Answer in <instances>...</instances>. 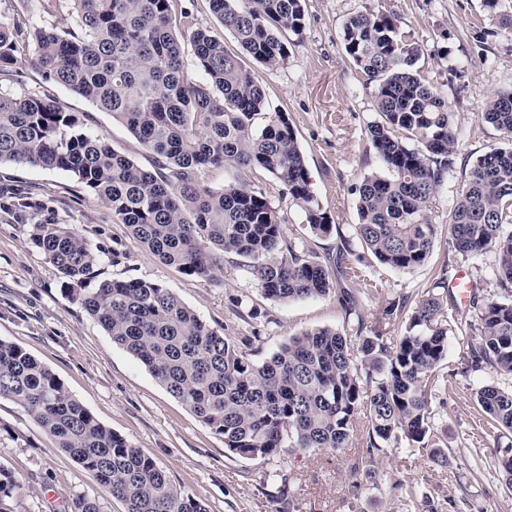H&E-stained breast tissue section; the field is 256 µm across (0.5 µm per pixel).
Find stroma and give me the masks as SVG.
Returning <instances> with one entry per match:
<instances>
[{"instance_id": "obj_1", "label": "stroma", "mask_w": 512, "mask_h": 512, "mask_svg": "<svg viewBox=\"0 0 512 512\" xmlns=\"http://www.w3.org/2000/svg\"><path fill=\"white\" fill-rule=\"evenodd\" d=\"M305 30L291 39L288 57L278 67L255 68L269 111L286 112L304 155L314 192L334 226L317 237L304 232V216L283 185L263 171L251 174L302 245L330 262L350 242L362 266L378 262L355 238L358 222L354 190L377 171L365 152L366 126L376 119L373 88L351 63L343 25L369 8L396 14L423 53L416 69L438 88L454 114L460 146L455 171L440 187L431 215L445 221L466 168L503 134L482 118L492 94L512 91V0L488 12L482 0H305ZM0 19L20 25H63L64 6L45 0H0ZM13 77L0 78V92L48 97L73 115L86 132L104 135L111 148L144 169L151 154L128 128L89 100L45 79L28 64ZM64 228L85 238L99 254L96 280L141 279L173 291L204 322L243 346L256 363L268 360L282 344L304 331L344 329L337 293L280 303L267 299L237 264L225 262L215 280L203 281L159 263L114 223L111 208L91 195L69 172L25 163L0 162V340L15 343L48 367L70 394L105 427L150 456L178 489L201 501L207 512H277L276 474L288 477L292 512H417L433 499L439 512H512V486L494 468L495 453L512 448V434L492 443L474 401L476 388L494 383L512 389V377L468 369L464 355L477 334L452 336L440 371L446 389L430 396L432 420L449 462L439 466L407 446L379 455L373 473L359 470L362 445L339 452L294 451L263 459L228 452L215 435L111 336L61 283V272L31 243L36 225ZM465 272L470 284H487L489 261H462L439 234L428 262L409 273L389 272L379 296L364 298V284L344 277L339 289L361 295L359 313L379 318L385 300L419 296L441 269ZM257 318H248V311ZM0 466L20 483L18 512H70L73 499L95 500L101 512H123L93 474L57 447L34 417L12 400L0 398ZM481 478H474L475 470ZM408 480L415 492L406 499L393 490Z\"/></svg>"}]
</instances>
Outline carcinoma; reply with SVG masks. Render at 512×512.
<instances>
[{"instance_id": "obj_1", "label": "carcinoma", "mask_w": 512, "mask_h": 512, "mask_svg": "<svg viewBox=\"0 0 512 512\" xmlns=\"http://www.w3.org/2000/svg\"><path fill=\"white\" fill-rule=\"evenodd\" d=\"M65 2L72 23L62 30L25 31L0 20V75L15 72L20 43H30L29 64L123 122L153 155L155 171L114 151L103 135L80 130L73 115L37 95L0 94V162L73 173L161 263L212 280L224 257L235 256L263 295L280 303L330 295L335 274L362 279L371 299L386 271L425 264L441 227L461 258L491 252L495 263L493 293L470 295L473 324L453 314L444 274L416 300L386 301L381 320L371 325L359 317L348 333L303 332L260 365L158 283L102 280L76 291L71 284L90 278L96 253L71 231L37 224L32 243L63 274L64 292L233 454L338 452L358 439L374 463L385 448L405 441L421 445L433 463L448 464L433 441L428 397L448 383L440 373L448 334L477 330L468 364L512 375V92L490 97L484 112L508 142L476 159L448 224H436L430 204L455 170L458 152L453 113L413 69L420 48L396 15L366 8L347 19L345 51L373 86L378 114L366 137L382 171L356 187V237L382 265L367 280L347 242L332 270L301 248L264 191L244 181L221 191L200 184L212 167L265 171L285 186L312 234L333 231L288 117L267 111L266 93L244 62L274 68L286 60V35L298 37L305 28L303 0H209L239 54L205 29L177 34V0ZM187 44L203 83L188 76ZM402 319L404 331L387 341L380 321ZM0 397L32 414L125 512H207L152 458L98 422L50 369L3 340ZM474 398L486 415V435L498 443L502 430L512 432V390L486 384ZM18 489L17 478L0 467V512H15Z\"/></svg>"}]
</instances>
